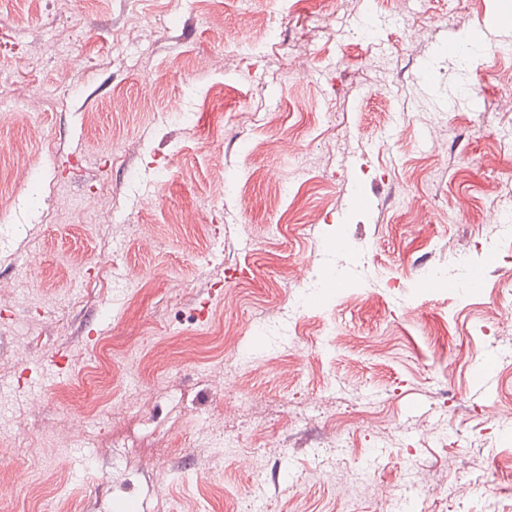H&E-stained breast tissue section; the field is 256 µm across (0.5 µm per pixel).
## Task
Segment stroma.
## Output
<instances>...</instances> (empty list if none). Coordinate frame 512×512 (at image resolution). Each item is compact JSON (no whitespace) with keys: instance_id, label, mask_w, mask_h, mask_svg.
I'll list each match as a JSON object with an SVG mask.
<instances>
[{"instance_id":"stroma-1","label":"stroma","mask_w":512,"mask_h":512,"mask_svg":"<svg viewBox=\"0 0 512 512\" xmlns=\"http://www.w3.org/2000/svg\"><path fill=\"white\" fill-rule=\"evenodd\" d=\"M510 11L0 0V512H512Z\"/></svg>"}]
</instances>
